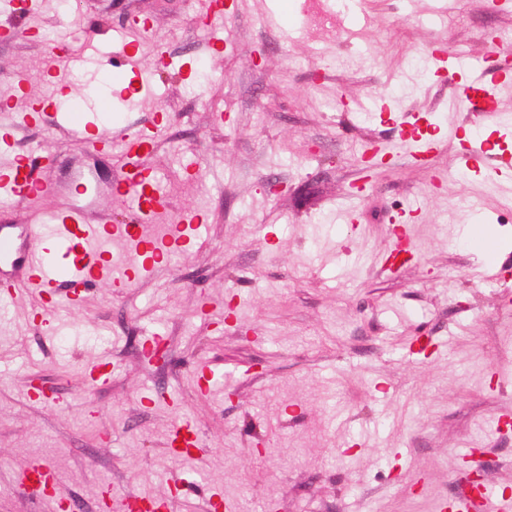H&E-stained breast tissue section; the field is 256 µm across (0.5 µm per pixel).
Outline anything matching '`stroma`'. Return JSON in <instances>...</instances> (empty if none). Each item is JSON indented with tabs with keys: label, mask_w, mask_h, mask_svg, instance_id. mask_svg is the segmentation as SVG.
Here are the masks:
<instances>
[{
	"label": "stroma",
	"mask_w": 512,
	"mask_h": 512,
	"mask_svg": "<svg viewBox=\"0 0 512 512\" xmlns=\"http://www.w3.org/2000/svg\"><path fill=\"white\" fill-rule=\"evenodd\" d=\"M230 0L224 53L212 54L203 0H39L24 18L0 8V127L14 148L48 147L52 175L75 167L120 177V155L79 156L50 115L17 127L33 104L64 83L112 96L106 132L152 131L147 166L176 210L202 228L171 262L136 287L104 283L78 303L54 307L35 291L0 299V512H57L46 495L18 488L22 468L54 465L81 512H102V494L167 497L169 512H437L468 492V475L512 496V175H497L496 151L480 172L462 169L464 131L487 133L512 153L480 113L461 104L456 83L419 73L433 49L464 50L473 75L512 113L506 64L487 63L495 30L512 12L489 0ZM301 25L285 43L270 11ZM149 22L141 66L155 45L174 60L204 63L211 79L198 100L196 76L161 72L152 91L125 108L111 75L54 62L46 33L63 30L70 51L89 53V26ZM390 115L379 118L376 107ZM442 118L434 155L397 156L404 122ZM391 156L358 195L365 145ZM281 185L272 195L269 185ZM478 209L498 226L504 251L489 269L466 244L461 217ZM403 224L413 249L390 268ZM160 336L165 361L144 342ZM105 362L109 379L84 373ZM207 363L221 384L208 395L193 369ZM52 390L50 405L26 393ZM190 423L200 454L172 457L174 425Z\"/></svg>",
	"instance_id": "stroma-1"
}]
</instances>
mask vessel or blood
<instances>
[{"label": "vessel or blood", "instance_id": "1", "mask_svg": "<svg viewBox=\"0 0 512 512\" xmlns=\"http://www.w3.org/2000/svg\"><path fill=\"white\" fill-rule=\"evenodd\" d=\"M99 40L105 51L87 58L95 69H107L114 82L131 79L140 87L153 84L158 69L171 68L173 59L165 49H158L154 68L139 67L137 43L126 36L101 32ZM438 70L448 79L463 84L467 94L481 92L482 84L469 81L471 68L468 55L458 50L435 54ZM109 101L93 106L82 99L70 101L55 118L71 137L82 154L94 155L103 147L121 145L126 160L120 183L106 185L105 190L126 197L131 202L133 219L126 224L115 223L111 214L100 213L95 198L86 196L79 180L69 186L53 181L48 172L51 156L15 155L0 167V202L25 201L33 197L51 200L52 205L23 224H0V296H12L19 284H26L39 294L54 295L65 288L70 301L104 282L114 287L128 288L140 281L144 272L163 261L173 248L187 243V227L183 224H163L159 218L168 211L167 197L158 174L140 165V156L151 146L150 136L125 134L112 138L97 133L93 119L97 111L107 110ZM411 154L425 162L435 143L414 122L404 132ZM156 216V223H147V216ZM121 242L126 246L124 275L112 279V255L109 245ZM195 440L188 426H176L172 438L174 456H191ZM25 486H35L56 499L61 512H76L74 502L65 496L56 481L55 472L46 462L28 464L21 472ZM512 512V499L496 497L484 488L479 494L465 495L446 504V512Z\"/></svg>", "mask_w": 512, "mask_h": 512}]
</instances>
